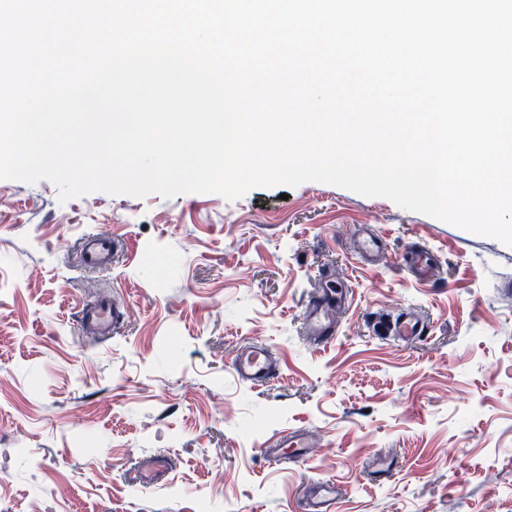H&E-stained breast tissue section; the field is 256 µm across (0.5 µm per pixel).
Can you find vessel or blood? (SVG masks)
<instances>
[{"label": "vessel or blood", "instance_id": "1", "mask_svg": "<svg viewBox=\"0 0 512 512\" xmlns=\"http://www.w3.org/2000/svg\"><path fill=\"white\" fill-rule=\"evenodd\" d=\"M77 246L81 262L88 269H108L114 257V242L111 234L91 231L82 235ZM350 297L346 285L334 279L323 278L321 284L308 299L303 313V324L308 339L317 346H329L336 338V324L332 315L335 307L344 305ZM125 309L118 305L111 295L101 294L93 300L82 303L80 322L91 334L101 339H111L122 326ZM390 333L405 340L424 336L427 327L419 316L410 310H402L385 325ZM239 381L259 387L270 383L280 375L278 359L270 344L247 342L242 344L231 364ZM311 443L305 431L295 430L268 441L266 448L276 459L292 456L305 459L310 453ZM342 495L340 486L332 479L314 483L304 502V512H331L335 502Z\"/></svg>", "mask_w": 512, "mask_h": 512}]
</instances>
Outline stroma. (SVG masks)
Instances as JSON below:
<instances>
[{"mask_svg":"<svg viewBox=\"0 0 512 512\" xmlns=\"http://www.w3.org/2000/svg\"><path fill=\"white\" fill-rule=\"evenodd\" d=\"M99 224L117 254L92 271L74 243ZM415 246L434 257L421 281ZM325 272L351 290L329 348L302 330ZM104 292L130 316L101 344L78 305ZM407 308L426 336L382 334ZM247 341L280 363L259 388L230 372ZM298 428L313 456L266 454ZM2 463L17 512H301L318 479L346 488L338 512H512V246L318 182L63 203L0 179Z\"/></svg>","mask_w":512,"mask_h":512,"instance_id":"obj_1","label":"stroma"}]
</instances>
